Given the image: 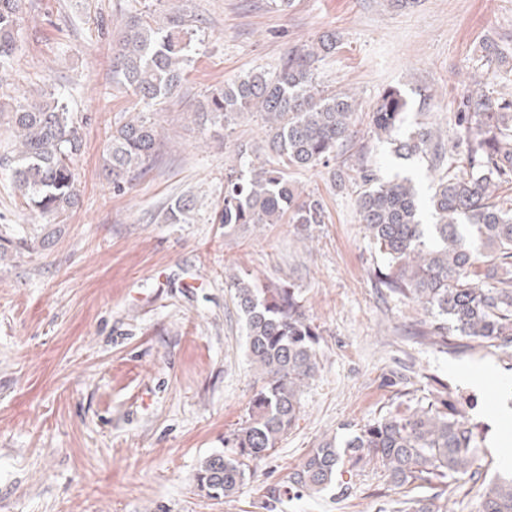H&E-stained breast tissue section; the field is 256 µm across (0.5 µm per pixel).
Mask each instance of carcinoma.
Wrapping results in <instances>:
<instances>
[{
	"label": "carcinoma",
	"instance_id": "cac0c4a2",
	"mask_svg": "<svg viewBox=\"0 0 512 512\" xmlns=\"http://www.w3.org/2000/svg\"><path fill=\"white\" fill-rule=\"evenodd\" d=\"M20 0H0V82L6 81L18 37ZM184 15L157 21L133 8L112 51V85L155 106L174 97L191 50ZM334 32L293 51L274 74L265 71L226 82L192 109L194 121L225 130L241 117H258L274 167L241 162L224 174V196L213 222L233 224H323L320 199L288 180L287 169H310L337 160V149L355 142L361 104L348 92L317 88L314 64L336 51ZM408 101L400 89H385L369 112L373 134L395 144L402 159L422 157L434 174L429 206L437 224H423L413 181H382L362 170L357 199L359 223L386 257L381 285L411 300L431 318L417 335L442 348L454 337L512 350V208L498 201L512 190V100L482 88L462 95L455 112L462 158L453 157L440 131L421 126L396 138ZM0 120L13 137L0 154L12 188L41 215L55 220L78 205L75 159L84 147L77 114L53 94L14 97L0 103ZM159 145L157 124L137 112L112 129L102 169L116 192L145 172ZM195 197L168 206L165 221L190 223ZM229 288L244 322L249 364L258 374L246 419L224 438L228 453L208 457L198 473L207 495L233 498L250 476V464L272 454L295 426L301 396L319 360L316 328L300 305L298 290L264 288L238 274ZM482 448L463 408L437 380L425 401H400L394 410L359 428L339 444L327 439L288 476L286 493H320L336 486L344 496L368 467L384 472L396 489L432 488L451 477L478 485V512H512V473L475 479ZM396 512H447L441 495H414Z\"/></svg>",
	"mask_w": 512,
	"mask_h": 512
}]
</instances>
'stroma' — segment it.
<instances>
[{
  "instance_id": "stroma-1",
  "label": "stroma",
  "mask_w": 512,
  "mask_h": 512,
  "mask_svg": "<svg viewBox=\"0 0 512 512\" xmlns=\"http://www.w3.org/2000/svg\"><path fill=\"white\" fill-rule=\"evenodd\" d=\"M155 17L191 16L194 50L178 96L155 111L160 147L124 194L101 173L108 135L137 111L112 85V42L132 0H22L10 95L54 91L77 113L85 142L74 162L80 201L63 221L40 216L0 169V512H264L323 439L344 438L446 382L485 450L480 472L502 471L512 450V359L493 347L442 350L418 337L429 318L390 294L375 273L386 260L358 221L362 168L409 177L420 198L432 180L420 159L397 158L369 132L368 109L399 88L408 109L398 131L441 126L455 141L457 101L480 78L512 98V69L482 58L498 44L512 58V0H142ZM335 32V54L317 62L320 89L351 91L365 110L344 150L345 184L328 168L288 178L320 198L323 224L213 223L224 170L262 146L260 119L215 137L192 106L213 86L251 71L275 72L293 50ZM197 199L192 223L168 224V204ZM250 274L261 286L293 285L320 335V364L299 420L255 466L242 494L213 498L197 481L245 419L256 375L244 324L225 284ZM486 370L466 384L456 368ZM388 480L369 470L347 496L335 490L283 497L275 512H392Z\"/></svg>"
}]
</instances>
